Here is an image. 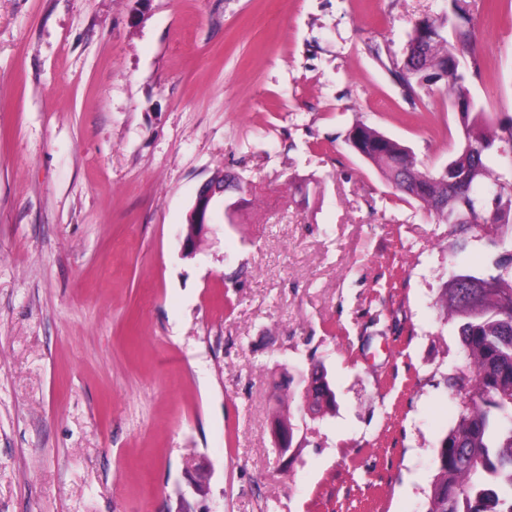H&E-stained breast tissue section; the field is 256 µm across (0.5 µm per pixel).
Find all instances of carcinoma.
<instances>
[{"mask_svg": "<svg viewBox=\"0 0 512 512\" xmlns=\"http://www.w3.org/2000/svg\"><path fill=\"white\" fill-rule=\"evenodd\" d=\"M471 23L464 0H451L450 14L415 24L418 40L395 68L407 93L440 83L458 107L464 141L445 168L421 170L406 146L365 124L346 138L397 191L450 226L453 255L466 252L474 238L484 240L485 261L453 271L436 301L441 319L457 322L470 376L453 382L462 409L436 448L424 512H512V169L500 172L487 163L502 143L512 154V118L478 109L471 96L459 60ZM450 31L457 48L448 41ZM307 378L313 409L335 408L323 367L312 365Z\"/></svg>", "mask_w": 512, "mask_h": 512, "instance_id": "obj_1", "label": "carcinoma"}]
</instances>
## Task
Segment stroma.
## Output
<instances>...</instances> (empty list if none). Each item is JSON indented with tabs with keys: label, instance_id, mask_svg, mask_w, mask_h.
I'll return each mask as SVG.
<instances>
[{
	"label": "stroma",
	"instance_id": "stroma-1",
	"mask_svg": "<svg viewBox=\"0 0 512 512\" xmlns=\"http://www.w3.org/2000/svg\"><path fill=\"white\" fill-rule=\"evenodd\" d=\"M462 64L512 117V10ZM449 0H0V512H423L460 410L448 227L351 151L438 172L441 85L392 69ZM252 188L182 252L200 185ZM326 368L334 411L299 380ZM291 377L282 390V377ZM295 426L280 466L270 423Z\"/></svg>",
	"mask_w": 512,
	"mask_h": 512
}]
</instances>
